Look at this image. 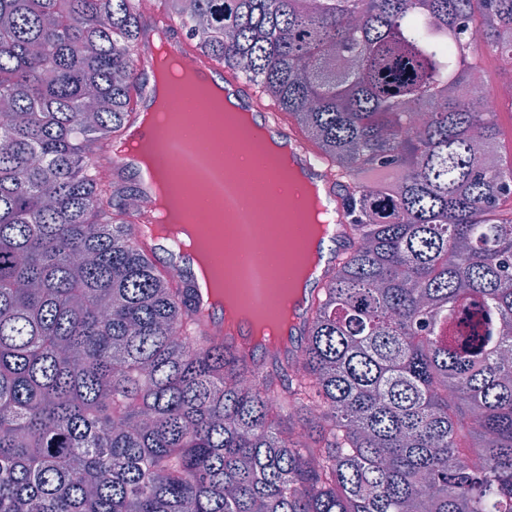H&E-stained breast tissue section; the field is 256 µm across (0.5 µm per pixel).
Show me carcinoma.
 Masks as SVG:
<instances>
[{"label": "carcinoma", "mask_w": 512, "mask_h": 512, "mask_svg": "<svg viewBox=\"0 0 512 512\" xmlns=\"http://www.w3.org/2000/svg\"><path fill=\"white\" fill-rule=\"evenodd\" d=\"M156 8L350 182L356 248L298 376L227 351L93 168L151 91L139 0H0V512H512V161L472 105L512 0Z\"/></svg>", "instance_id": "1"}]
</instances>
